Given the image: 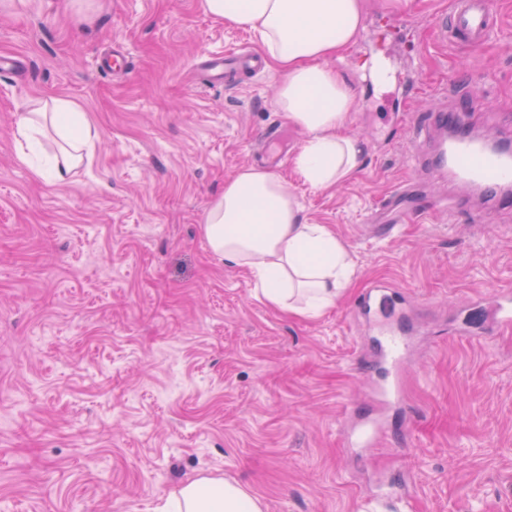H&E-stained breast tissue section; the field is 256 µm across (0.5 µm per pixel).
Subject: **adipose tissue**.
Wrapping results in <instances>:
<instances>
[{
    "label": "adipose tissue",
    "instance_id": "1",
    "mask_svg": "<svg viewBox=\"0 0 512 512\" xmlns=\"http://www.w3.org/2000/svg\"><path fill=\"white\" fill-rule=\"evenodd\" d=\"M203 11L225 24L252 30L269 61L282 72L276 105L306 138L292 159L296 178L324 190L353 172L360 142L347 131L355 108L354 85L332 60L344 59L364 23V0H201ZM52 128L63 145L46 153L39 139ZM19 158L46 181L76 170L98 140L77 105L60 99L22 118ZM211 252L245 267L255 296L299 317L333 307L351 282L346 246L324 224L301 218L297 196L275 172L244 166L225 181L201 226ZM171 512H265L263 500L224 478L202 477L170 494Z\"/></svg>",
    "mask_w": 512,
    "mask_h": 512
}]
</instances>
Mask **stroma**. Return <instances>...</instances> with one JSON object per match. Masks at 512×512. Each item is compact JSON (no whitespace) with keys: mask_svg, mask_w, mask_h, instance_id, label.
<instances>
[{"mask_svg":"<svg viewBox=\"0 0 512 512\" xmlns=\"http://www.w3.org/2000/svg\"><path fill=\"white\" fill-rule=\"evenodd\" d=\"M365 29L339 68L355 82L349 133L357 169L327 190L296 181L305 134L275 104V67L235 85L201 83L197 63L260 51L249 30L200 0H0V512H159L204 476L261 497L266 512H512V332L452 337L448 325L512 286V207L462 192L446 171L408 163L414 122L472 104L475 133L512 136V0L481 50L434 38L451 0L386 9L365 0ZM121 49L127 70L103 69ZM389 80H365L373 61ZM419 93L405 103L400 85ZM74 102L101 141L68 181L18 157L27 102ZM287 131L277 172L353 260L335 306L307 319L254 295L216 259L200 226L261 133ZM458 199L373 239L369 217L401 183ZM381 282L407 298L416 332L395 381L406 422L385 414L375 446H347L373 395L371 334L354 313Z\"/></svg>","mask_w":512,"mask_h":512,"instance_id":"1","label":"stroma"}]
</instances>
